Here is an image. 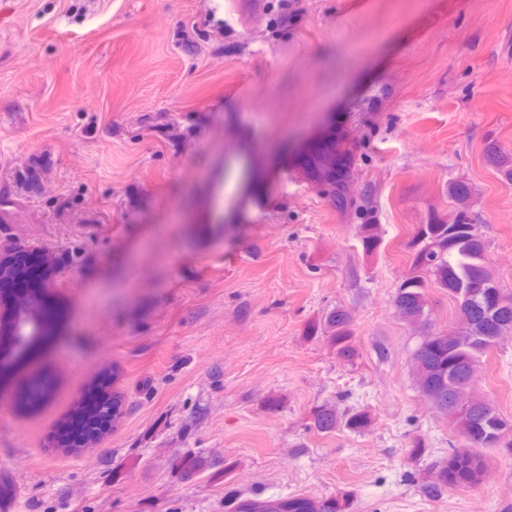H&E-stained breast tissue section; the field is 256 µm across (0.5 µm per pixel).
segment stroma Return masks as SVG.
Segmentation results:
<instances>
[{
  "mask_svg": "<svg viewBox=\"0 0 512 512\" xmlns=\"http://www.w3.org/2000/svg\"><path fill=\"white\" fill-rule=\"evenodd\" d=\"M491 142L512 153V0H0V250L61 260L32 293L61 310L51 338L0 357V507L228 512L238 495L347 491L356 512H512L498 448L478 487L421 496L464 440L420 393L412 352L455 330L458 304L428 287L422 327L393 305L409 240L452 220L456 182L512 294V180ZM340 173L379 226L375 251L336 202ZM336 307L353 317L350 363L322 330ZM35 369L55 387L23 412ZM100 372L123 414L65 452L57 428ZM474 391L512 419V336ZM325 403L372 424L318 432Z\"/></svg>",
  "mask_w": 512,
  "mask_h": 512,
  "instance_id": "35a3bbf8",
  "label": "stroma"
}]
</instances>
